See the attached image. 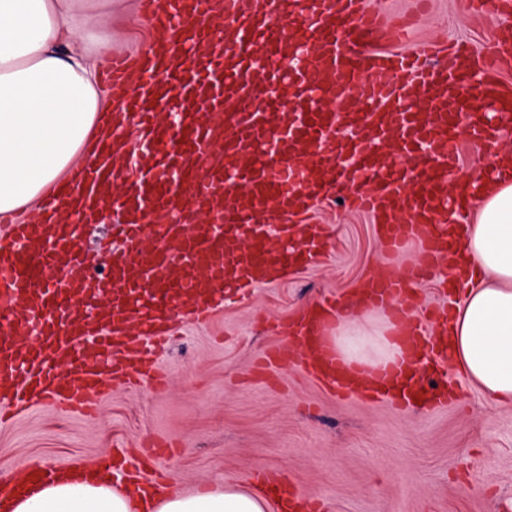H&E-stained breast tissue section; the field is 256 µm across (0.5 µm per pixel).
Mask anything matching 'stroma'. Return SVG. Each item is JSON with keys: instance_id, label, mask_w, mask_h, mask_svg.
Masks as SVG:
<instances>
[{"instance_id": "obj_1", "label": "stroma", "mask_w": 512, "mask_h": 512, "mask_svg": "<svg viewBox=\"0 0 512 512\" xmlns=\"http://www.w3.org/2000/svg\"><path fill=\"white\" fill-rule=\"evenodd\" d=\"M378 2L414 14L409 50L434 34L467 40L487 56L503 26L493 11L473 12L470 0ZM78 3L103 17L86 33L90 49L138 24L109 14L105 0ZM317 219L330 234L322 260L235 298L204 324H177L157 355L164 390L148 382L118 389L77 416L42 400L0 426V478L17 459L60 469L111 460L117 447L135 453L170 442L174 454L144 478L165 475L177 491L218 486L228 474L252 489L258 472L277 470L329 512H512V406L487 404L460 387L443 409L404 411L337 397L294 368L252 377L280 325L326 296L353 302L360 278L412 257H385L368 217L338 201L319 208Z\"/></svg>"}]
</instances>
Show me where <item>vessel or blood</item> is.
<instances>
[{
    "instance_id": "b4317fda",
    "label": "vessel or blood",
    "mask_w": 512,
    "mask_h": 512,
    "mask_svg": "<svg viewBox=\"0 0 512 512\" xmlns=\"http://www.w3.org/2000/svg\"><path fill=\"white\" fill-rule=\"evenodd\" d=\"M144 48L113 54L110 132L79 175L40 213L0 227V405L43 397L82 411L110 380L150 374L147 345L173 316L207 320L225 298L320 256L314 214L340 193L366 214L390 255L412 264L364 281L356 302L395 324L400 354L382 365L346 359L326 339L335 302H317L287 326L261 368L295 361L345 396L398 407L447 406L426 385L429 352L411 321L409 288L462 248L449 209L458 130L498 150L512 131V30L495 62L463 41L407 51L405 28L369 0H137ZM474 90L485 112L467 111ZM111 210L109 276L88 271L84 228ZM57 469L0 482V500L52 482ZM291 512H319L262 476Z\"/></svg>"
}]
</instances>
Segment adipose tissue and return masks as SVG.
Segmentation results:
<instances>
[{
    "label": "adipose tissue",
    "instance_id": "adipose-tissue-1",
    "mask_svg": "<svg viewBox=\"0 0 512 512\" xmlns=\"http://www.w3.org/2000/svg\"><path fill=\"white\" fill-rule=\"evenodd\" d=\"M93 19L68 0H0V216L34 215L70 175L111 94L96 87L82 48ZM461 254L475 276L449 326L448 361L490 404L512 405V180L486 185L471 207ZM336 345L352 360L381 363L400 348L381 317L341 314ZM108 463L60 470L49 485L15 498L6 512H266L263 490L170 491L146 500L112 482Z\"/></svg>",
    "mask_w": 512,
    "mask_h": 512
}]
</instances>
